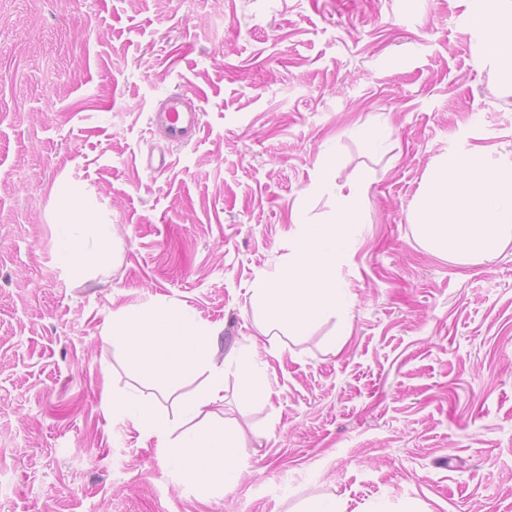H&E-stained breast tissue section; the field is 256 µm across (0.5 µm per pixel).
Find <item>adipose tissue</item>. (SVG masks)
Masks as SVG:
<instances>
[{
    "label": "adipose tissue",
    "instance_id": "obj_1",
    "mask_svg": "<svg viewBox=\"0 0 512 512\" xmlns=\"http://www.w3.org/2000/svg\"><path fill=\"white\" fill-rule=\"evenodd\" d=\"M473 23L483 36V60L512 74V0H485ZM362 193L350 187L334 222L303 225L287 272L256 289L262 334L284 325L300 337L343 308L335 272L353 252ZM415 228L433 250L457 263L494 258L512 235V160L490 162L476 147L437 166L419 199Z\"/></svg>",
    "mask_w": 512,
    "mask_h": 512
}]
</instances>
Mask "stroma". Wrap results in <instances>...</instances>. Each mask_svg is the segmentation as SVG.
<instances>
[{"instance_id": "35a3bbf8", "label": "stroma", "mask_w": 512, "mask_h": 512, "mask_svg": "<svg viewBox=\"0 0 512 512\" xmlns=\"http://www.w3.org/2000/svg\"><path fill=\"white\" fill-rule=\"evenodd\" d=\"M479 4L0 0V512H512V241L461 265L414 228L439 162L512 158V80L480 59ZM175 92L203 113L185 147L148 126ZM367 123L388 137L367 144ZM355 184L344 309L261 335L255 290ZM71 188L97 217L82 246L111 252L77 273L56 220ZM158 305L266 368L268 397L232 366L208 407L239 446L233 488L184 479L102 400L175 422L205 389L144 382L113 347V313Z\"/></svg>"}]
</instances>
